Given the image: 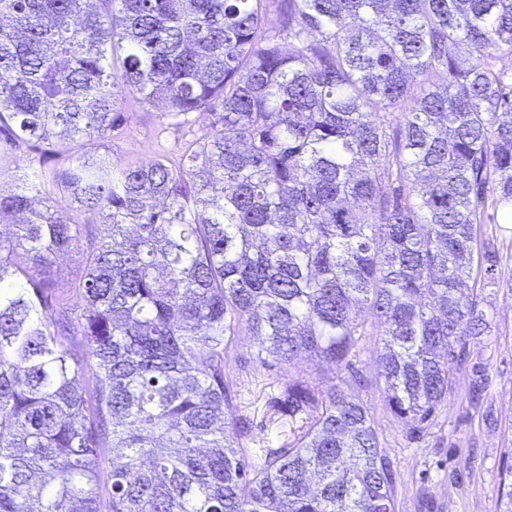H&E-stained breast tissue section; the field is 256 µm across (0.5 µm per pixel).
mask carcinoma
<instances>
[{
  "mask_svg": "<svg viewBox=\"0 0 512 512\" xmlns=\"http://www.w3.org/2000/svg\"><path fill=\"white\" fill-rule=\"evenodd\" d=\"M97 2L0 0V168L71 155L0 194V512H396L339 383L289 384L288 441L249 457L225 354L340 365L373 336L396 419L444 406L489 329L479 228L512 212V0ZM129 96L211 133L118 165L95 145ZM50 182L100 224L69 323L49 276L82 231Z\"/></svg>",
  "mask_w": 512,
  "mask_h": 512,
  "instance_id": "carcinoma-1",
  "label": "carcinoma"
}]
</instances>
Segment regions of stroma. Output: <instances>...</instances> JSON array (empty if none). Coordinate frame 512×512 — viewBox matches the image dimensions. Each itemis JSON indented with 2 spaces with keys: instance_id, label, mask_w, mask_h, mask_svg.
I'll return each mask as SVG.
<instances>
[{
  "instance_id": "obj_1",
  "label": "stroma",
  "mask_w": 512,
  "mask_h": 512,
  "mask_svg": "<svg viewBox=\"0 0 512 512\" xmlns=\"http://www.w3.org/2000/svg\"><path fill=\"white\" fill-rule=\"evenodd\" d=\"M210 122L209 115L198 114L180 127L160 109L130 102L123 123L99 149L124 165L172 157L208 134ZM51 196L72 223L84 227L81 248L63 256L52 274L54 293L67 298L84 275L82 248L97 235L98 224L95 215L75 208L59 191ZM481 235L504 257L482 291L491 328L471 342L466 362L453 372L447 405L427 428L411 432L388 410L371 357L372 339H365L349 368L310 359L268 368L257 359V342L242 335L226 379L239 392L230 414L243 426L247 448H276L287 440L288 415L277 399L289 382H340L371 411L396 476V512H497L502 475L512 469V224L482 225Z\"/></svg>"
}]
</instances>
